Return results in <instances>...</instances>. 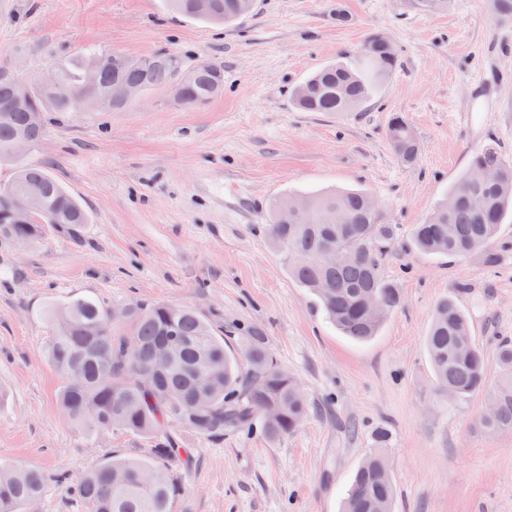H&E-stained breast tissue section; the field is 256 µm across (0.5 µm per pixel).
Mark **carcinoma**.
<instances>
[{"label":"carcinoma","mask_w":512,"mask_h":512,"mask_svg":"<svg viewBox=\"0 0 512 512\" xmlns=\"http://www.w3.org/2000/svg\"><path fill=\"white\" fill-rule=\"evenodd\" d=\"M182 14L229 22L247 13L253 0H166ZM99 62L97 82L84 83L87 66ZM391 44L371 36L354 63L337 61L306 77L293 91L304 112H353L369 101L397 66ZM56 85L27 81L0 66V162L16 159L13 144L26 138L36 144L47 112H100L117 109L116 86L144 90L183 83V104L204 105L224 91V71L214 63L186 65L175 53L146 57L138 65L115 53L91 51L55 66ZM386 138L398 159L414 164L421 146L408 121L392 116ZM42 207L31 224H12L7 215L28 195ZM291 196L270 205L271 243L284 255L288 272L315 297L327 318L345 335L366 341L377 334L401 304L400 289L382 273V257L394 239V226L374 199L362 192L303 197L295 216L285 208ZM512 204V164L500 150L487 146L471 162L443 201L413 231L415 246L428 254L465 259L479 254L496 267L492 247L498 226ZM88 223L83 207L39 166H20L14 179L0 186V236L35 242L41 225L56 224L72 236ZM110 307L94 295L71 298L48 307L53 324L45 347L51 366L63 377L58 404L63 413L89 433L122 429L152 439L138 460L109 456L86 471L69 491L90 512H172L182 486L177 469L191 462L178 431L209 437L243 432L261 418L270 440L293 432L309 413L308 399L294 376L277 365L262 336L241 338L248 370L224 350V338L188 307L144 302L128 307L129 328L114 327ZM438 391L463 400L484 392L489 432L512 429V342L499 343L502 375L487 386L483 353L474 342L468 319L454 300L435 309L426 337ZM209 376L199 395L196 373ZM278 408L269 420L263 410ZM387 434H375L374 448L360 462L343 512H392L394 486L386 454ZM46 484L43 472L0 463V512H26Z\"/></svg>","instance_id":"1"}]
</instances>
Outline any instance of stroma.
Segmentation results:
<instances>
[{"label": "stroma", "mask_w": 512, "mask_h": 512, "mask_svg": "<svg viewBox=\"0 0 512 512\" xmlns=\"http://www.w3.org/2000/svg\"><path fill=\"white\" fill-rule=\"evenodd\" d=\"M340 8L351 17L343 26ZM374 33L399 61L373 99L344 117L295 108V85L356 59ZM89 48L213 61L224 93L186 107L159 88L115 111L52 112L36 145L0 163L2 185L17 165L42 166L89 218L76 238L52 224L30 246L0 237V461L47 475L34 512H86L57 475L74 482L111 454L150 445L120 429L85 433L58 406L43 310L82 294L113 308L190 307L234 355L241 337L260 333L306 393L308 417L273 441L257 427L221 438L182 431L193 461L173 512H341L380 429L393 512H512V429L481 427L485 395L442 397L425 344L437 302L456 297L488 383L499 379L498 345L512 340V214L498 228L507 249L493 269L411 241L475 151L493 145L512 160V15L489 0H452L444 13L415 0H254L218 26L172 13L165 0H0V63L20 78ZM477 100L473 133L463 115ZM396 114L421 143L416 165H403L385 138ZM334 187L366 191L397 227L383 274L403 302L364 343L326 320L267 237L275 199Z\"/></svg>", "instance_id": "obj_1"}]
</instances>
